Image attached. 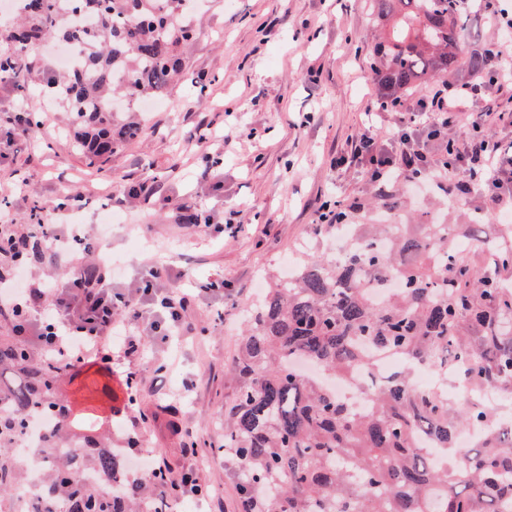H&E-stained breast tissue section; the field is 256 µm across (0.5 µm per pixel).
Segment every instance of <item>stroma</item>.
<instances>
[{"mask_svg": "<svg viewBox=\"0 0 512 512\" xmlns=\"http://www.w3.org/2000/svg\"><path fill=\"white\" fill-rule=\"evenodd\" d=\"M197 37L183 49L187 74L216 81L201 100L189 101L184 85L174 86L153 112H136L145 127L109 161L93 166L62 137L67 114L60 111L50 131L0 157V184L12 186L8 199L14 230L36 241L33 207L43 204L64 233L90 235L103 206L127 202L129 211L105 241L112 252L115 291L131 293L147 260L181 271L172 282L185 292L207 278H221L240 293L238 303H201L187 314L183 336L148 337L140 355H112L111 371L85 356L63 388L76 414L109 422L115 446L137 429L145 447L173 474L198 469L208 496L187 497L192 512H240L241 496L233 458L221 451L224 407L235 384L229 372L244 327L256 302L257 281L283 273L289 263L344 247L332 227L317 228L324 200L340 203L352 224L396 218L410 224L432 219L468 225L479 239L484 221L500 222L484 195L467 190L461 175L437 181L399 177L371 185L360 166H337V156L366 128L367 115L381 112L382 95L373 71L376 36L369 0H209L199 17ZM464 55L499 50L502 33L484 13L459 31ZM312 121H305V114ZM206 136L202 150L187 143L189 133ZM220 158L213 177L198 181L194 171L204 153ZM137 199H130V189ZM83 195L76 211H58L65 197ZM213 215L215 225L240 223L237 235L198 236L179 222L181 207ZM139 380V402L128 406L125 375ZM100 390L84 389V374ZM192 382L184 392V382ZM177 403L183 439L169 435L164 408ZM198 448L185 455L184 444Z\"/></svg>", "mask_w": 512, "mask_h": 512, "instance_id": "35a3bbf8", "label": "stroma"}]
</instances>
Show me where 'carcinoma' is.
<instances>
[{"instance_id":"carcinoma-1","label":"carcinoma","mask_w":512,"mask_h":512,"mask_svg":"<svg viewBox=\"0 0 512 512\" xmlns=\"http://www.w3.org/2000/svg\"><path fill=\"white\" fill-rule=\"evenodd\" d=\"M23 23L0 28L14 52L49 39L74 47L79 70L40 73L37 90L69 112L73 148L95 165L138 138L114 91L130 102L163 95L196 37L189 0H18ZM389 34L373 48L380 84L406 92L426 78L483 58L460 55L456 30L470 13L461 0H375ZM24 119H38L30 84H17ZM461 224H367L330 263L313 256L296 278L276 282L252 311L232 370L236 389L224 409V453L236 462L244 512H501L512 499V430L496 426L481 402L458 412L419 388L405 371L381 374L386 355L431 363L489 390L512 383V235L497 237L482 266L455 249ZM475 334L467 335V328ZM363 375L371 401L355 409L324 381ZM73 363L38 359L18 336L0 339V375L26 376L0 386V512L31 489L25 512H171L166 471L130 476L129 449L100 452L106 429L69 414L58 392ZM50 420L29 458L14 447L30 419ZM480 429L476 445L458 437ZM452 452L443 468L424 456V441Z\"/></svg>"}]
</instances>
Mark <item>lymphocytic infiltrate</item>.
<instances>
[{
  "label": "lymphocytic infiltrate",
  "instance_id": "lymphocytic-infiltrate-1",
  "mask_svg": "<svg viewBox=\"0 0 512 512\" xmlns=\"http://www.w3.org/2000/svg\"><path fill=\"white\" fill-rule=\"evenodd\" d=\"M512 83V56L490 54L484 78L462 85L456 92L440 88L421 99L412 112L400 113L391 130L377 133L367 128L352 143L349 153L337 158L343 166L358 161L369 181L380 186L400 176L430 177L436 168L462 171L472 188L487 193L494 201L512 202V145L485 133L484 113L474 103L487 88ZM468 125L472 133L464 139H449L448 130ZM440 145L430 152L428 142ZM92 280L71 277L55 288L33 281L18 288L0 277V317L13 325L15 335L24 337L39 357L71 359L98 351L111 363L105 346L120 337L126 355L145 345V332L169 337L181 332L191 305L224 295L223 282L199 285L193 294H175L164 283L173 269L151 261L133 294L112 289V268L97 263Z\"/></svg>",
  "mask_w": 512,
  "mask_h": 512
}]
</instances>
